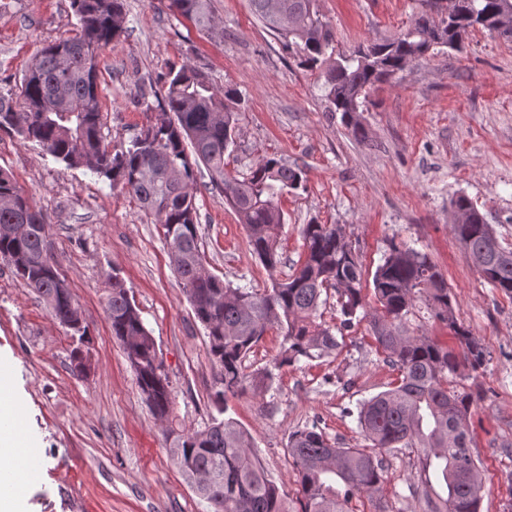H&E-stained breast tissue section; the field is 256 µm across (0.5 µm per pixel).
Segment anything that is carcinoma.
Segmentation results:
<instances>
[{
	"instance_id": "cac0c4a2",
	"label": "carcinoma",
	"mask_w": 512,
	"mask_h": 512,
	"mask_svg": "<svg viewBox=\"0 0 512 512\" xmlns=\"http://www.w3.org/2000/svg\"><path fill=\"white\" fill-rule=\"evenodd\" d=\"M422 4L414 24L397 37L338 53L317 0H250L252 12L288 51L304 65L321 69L329 111L341 113L360 141L365 140L358 120L362 99L376 84L436 48L441 53L460 50L463 36L477 27L512 37L498 29L499 17L512 13V0H456L450 17L435 7V0ZM72 7L77 33L34 57L18 99L0 97V129L37 143L68 168L90 169L156 217L170 264L209 340V358L218 375L216 401L243 391L248 380L244 359L269 328L283 333L277 366L339 351L338 337L316 322L323 292L335 291L342 329L361 322L366 313L363 262L342 225H303V261L291 276L272 279L261 293L212 273L200 245L193 163H202L211 185L224 193L252 253L271 275L283 263L279 231L284 216L278 200L303 185L302 170L267 158L241 179L227 175L224 155L236 134L229 102L236 91L216 88L188 64L164 75L160 111L129 146L112 151L100 133L98 57L124 33L122 0H72ZM170 7L202 30L214 25L210 0H171ZM449 223L483 279L512 298V249L500 244L467 195L451 198ZM52 250L46 217L0 169V257L67 328L68 287L55 268ZM372 287L380 306L371 320L373 337L399 377L359 406L358 426L369 448H339L315 423L291 432L287 450L299 485L292 502L268 475L243 426L229 415L215 418L202 430L180 435L172 450L176 465L210 512H351L353 498H371L381 490L384 457L405 449L417 451L421 480L416 491L424 512H479L483 473L471 448L469 420L480 393L448 380L457 373L456 356L438 340L410 333L408 317L416 304H423L452 332L473 372L487 362V346L458 321L444 274L427 253L390 241L372 274ZM106 314L141 395L159 419L168 418L172 390L155 339L116 275ZM273 379L266 368L248 381L263 388Z\"/></svg>"
}]
</instances>
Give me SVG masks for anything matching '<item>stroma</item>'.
Returning a JSON list of instances; mask_svg holds the SVG:
<instances>
[{"label":"stroma","mask_w":512,"mask_h":512,"mask_svg":"<svg viewBox=\"0 0 512 512\" xmlns=\"http://www.w3.org/2000/svg\"><path fill=\"white\" fill-rule=\"evenodd\" d=\"M125 31L99 56L101 135L128 145L159 108L162 78L188 64L217 88L237 89V136L224 156L229 175L249 174L277 158L305 182L283 194L286 259L279 278L304 255L302 225L341 224L374 272L389 240L426 252L444 272L456 316L489 349L478 371L455 380L479 386L469 421L472 448L485 468L480 512H512V298L484 281L454 238L449 203L465 193L512 249V41L474 29L462 51L414 61L370 91L360 120L366 142L328 111L320 71L301 65L252 13L248 0H211L215 28L199 31L169 0H123ZM349 51L404 31L420 0H318ZM71 0H0V96H16L32 58L72 35ZM0 168L46 214L57 269L82 311L84 337L67 334L44 303L0 259V401L12 416L13 441L0 436V471L16 474L0 512H207L175 464L174 434L217 417V372L197 321L169 264L153 216L86 168H68L39 145L0 130ZM199 235L208 267L233 285L264 290L268 272L205 167L195 169ZM119 275L154 336L173 405L159 421L143 400L104 302ZM338 354L274 368L283 344L270 329L252 349L246 374L273 368L263 391L226 400L228 415L251 435L269 475L288 495L297 474L287 453L293 430L317 424L340 447H362L359 403L398 377L378 350L368 322L344 331ZM81 348L85 376L71 371ZM417 455H387L378 502L389 512H423L416 495Z\"/></svg>","instance_id":"stroma-1"}]
</instances>
